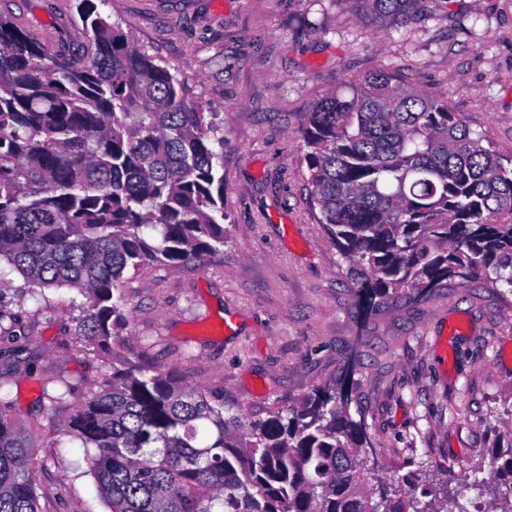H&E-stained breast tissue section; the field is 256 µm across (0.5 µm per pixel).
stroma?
<instances>
[{"label": "stroma", "mask_w": 512, "mask_h": 512, "mask_svg": "<svg viewBox=\"0 0 512 512\" xmlns=\"http://www.w3.org/2000/svg\"><path fill=\"white\" fill-rule=\"evenodd\" d=\"M101 11L224 137L223 248L124 275L143 362L250 415L344 378L386 471L459 489L512 418L500 359L512 294L451 283L362 315L312 202L302 123L326 93L383 66L512 158V0H424L422 17L387 32L349 0H107ZM0 18L58 57L88 45L79 0H0ZM82 302L0 278V410L33 434L38 512H108L94 449L58 432L107 371L77 340ZM63 382L67 401L51 403Z\"/></svg>", "instance_id": "35a3bbf8"}]
</instances>
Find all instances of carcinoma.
Instances as JSON below:
<instances>
[{"label":"carcinoma","instance_id":"obj_1","mask_svg":"<svg viewBox=\"0 0 512 512\" xmlns=\"http://www.w3.org/2000/svg\"><path fill=\"white\" fill-rule=\"evenodd\" d=\"M387 28L422 0H352ZM86 53L61 60L0 19V262L33 288L85 298L76 336L112 369L60 423L98 453L109 512H465L426 475L384 477L344 382L249 416L173 371L133 360L127 269L224 246L223 153L204 107L94 0ZM304 160L330 242L369 311L480 279L512 293V159L448 105L384 68L306 114ZM490 481L462 488L512 512V421ZM30 432L0 412V512H37Z\"/></svg>","mask_w":512,"mask_h":512}]
</instances>
